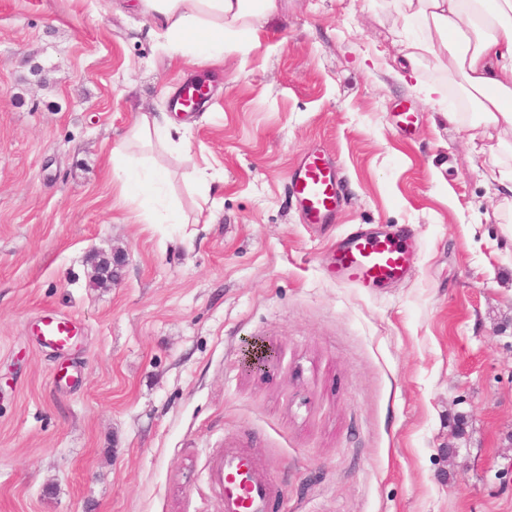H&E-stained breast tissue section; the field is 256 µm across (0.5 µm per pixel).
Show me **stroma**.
I'll return each mask as SVG.
<instances>
[{
  "instance_id": "stroma-1",
  "label": "stroma",
  "mask_w": 512,
  "mask_h": 512,
  "mask_svg": "<svg viewBox=\"0 0 512 512\" xmlns=\"http://www.w3.org/2000/svg\"><path fill=\"white\" fill-rule=\"evenodd\" d=\"M277 6L247 54L196 65L134 0H0V512H221L227 448L276 512H512V198L489 177L512 156L449 122L451 63L399 78V0ZM196 80L187 155L155 158L187 221L143 223L110 152ZM309 153L343 178L328 224L291 193ZM400 227L406 280L326 277L348 233ZM48 313L68 348L40 345ZM254 342L274 358L250 375Z\"/></svg>"
}]
</instances>
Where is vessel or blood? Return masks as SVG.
<instances>
[{
    "label": "vessel or blood",
    "mask_w": 512,
    "mask_h": 512,
    "mask_svg": "<svg viewBox=\"0 0 512 512\" xmlns=\"http://www.w3.org/2000/svg\"><path fill=\"white\" fill-rule=\"evenodd\" d=\"M339 190L335 167L318 155L306 157L293 175L292 193L309 224L327 222L338 205ZM414 256V244L405 234L356 231L337 249L336 279L356 288L402 279ZM39 330L42 343L51 348L65 347L74 333L70 320L55 316L44 317ZM211 479L221 490V512H268L270 480L240 450L225 449L214 461Z\"/></svg>",
    "instance_id": "obj_1"
}]
</instances>
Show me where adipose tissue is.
<instances>
[{
  "label": "adipose tissue",
  "mask_w": 512,
  "mask_h": 512,
  "mask_svg": "<svg viewBox=\"0 0 512 512\" xmlns=\"http://www.w3.org/2000/svg\"><path fill=\"white\" fill-rule=\"evenodd\" d=\"M403 20L418 29L407 44L402 70L416 74L430 57L451 59L479 110L478 118L449 113L480 135L497 138L512 153V0H401ZM138 12L153 23L152 33L175 54L205 62L246 53L258 39L257 21L277 11V0H136ZM187 136L163 112H136L133 124L113 154L122 163V194H141L145 223H180L153 206L165 175L146 171L138 151L144 147L184 151Z\"/></svg>",
  "instance_id": "ef3b65f1"
}]
</instances>
